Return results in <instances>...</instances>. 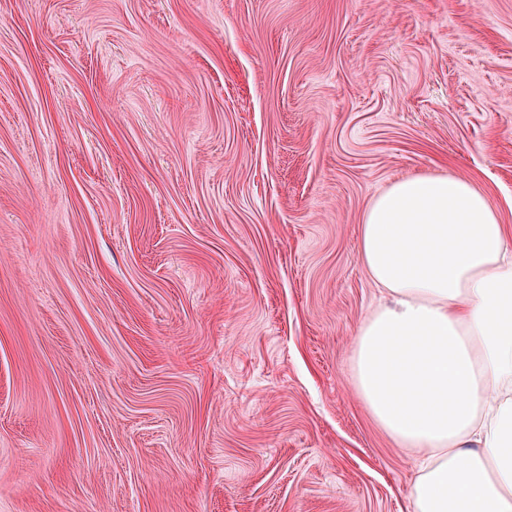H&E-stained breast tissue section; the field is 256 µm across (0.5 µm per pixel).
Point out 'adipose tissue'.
<instances>
[{"instance_id":"adipose-tissue-1","label":"adipose tissue","mask_w":512,"mask_h":512,"mask_svg":"<svg viewBox=\"0 0 512 512\" xmlns=\"http://www.w3.org/2000/svg\"><path fill=\"white\" fill-rule=\"evenodd\" d=\"M359 252L384 301L355 388L420 459L410 512H512V230L469 179L414 175L371 201Z\"/></svg>"}]
</instances>
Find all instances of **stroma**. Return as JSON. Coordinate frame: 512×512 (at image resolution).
Here are the masks:
<instances>
[{"mask_svg": "<svg viewBox=\"0 0 512 512\" xmlns=\"http://www.w3.org/2000/svg\"><path fill=\"white\" fill-rule=\"evenodd\" d=\"M417 174L512 226V0H0V512H408L353 356Z\"/></svg>", "mask_w": 512, "mask_h": 512, "instance_id": "obj_1", "label": "stroma"}]
</instances>
